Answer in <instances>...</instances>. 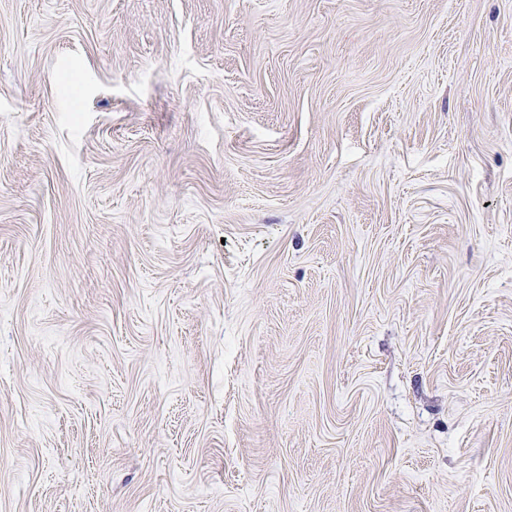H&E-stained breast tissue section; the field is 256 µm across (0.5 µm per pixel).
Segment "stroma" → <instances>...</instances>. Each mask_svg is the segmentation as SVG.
<instances>
[{
    "mask_svg": "<svg viewBox=\"0 0 512 512\" xmlns=\"http://www.w3.org/2000/svg\"><path fill=\"white\" fill-rule=\"evenodd\" d=\"M0 512H512V0H0Z\"/></svg>",
    "mask_w": 512,
    "mask_h": 512,
    "instance_id": "obj_1",
    "label": "stroma"
}]
</instances>
